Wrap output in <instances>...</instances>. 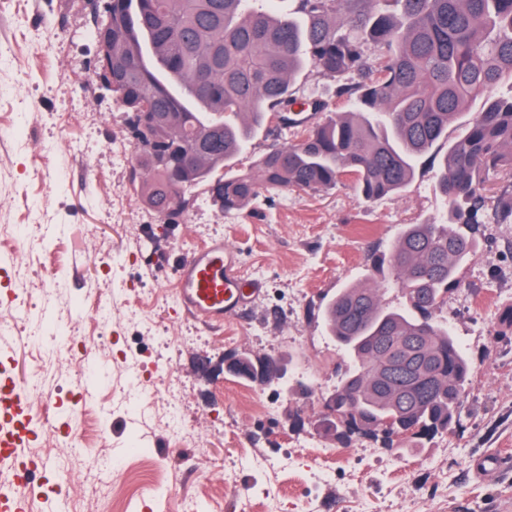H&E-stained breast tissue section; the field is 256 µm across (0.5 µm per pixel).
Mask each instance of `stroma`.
I'll use <instances>...</instances> for the list:
<instances>
[{
  "label": "stroma",
  "mask_w": 512,
  "mask_h": 512,
  "mask_svg": "<svg viewBox=\"0 0 512 512\" xmlns=\"http://www.w3.org/2000/svg\"><path fill=\"white\" fill-rule=\"evenodd\" d=\"M88 0H0V289L26 287L30 302L0 297V318L68 327L100 373L88 391L106 433L70 416L80 366L61 362L45 392L60 413L37 421L45 464L28 512H67L58 486L79 489L93 466L112 467L108 497L90 492L78 512H512V224H490L461 271V285L434 313H457L454 334L472 361L457 430L420 448L348 443L318 433L320 400L340 383L347 358L328 336L323 309L337 288L364 279L373 254L402 225L442 211L435 169L422 157L405 191L366 201L344 179L309 194L269 191L227 214L204 193L179 223H162L131 186L136 153L126 114L95 73ZM220 237L263 293L220 326L187 313L174 287L180 258ZM126 254L116 265L112 256ZM111 306L106 328L82 305ZM107 331L110 345L98 341ZM277 359L306 390L290 396L224 369L230 352ZM165 377L158 401L129 414L131 374ZM182 411L190 447L164 425ZM494 453L505 466L478 476ZM332 480L318 484L324 470Z\"/></svg>",
  "instance_id": "35a3bbf8"
}]
</instances>
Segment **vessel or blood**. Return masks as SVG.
<instances>
[{
	"instance_id": "obj_1",
	"label": "vessel or blood",
	"mask_w": 512,
	"mask_h": 512,
	"mask_svg": "<svg viewBox=\"0 0 512 512\" xmlns=\"http://www.w3.org/2000/svg\"><path fill=\"white\" fill-rule=\"evenodd\" d=\"M175 281L184 309L211 325L241 316L262 289L259 280H244L237 250L220 238L185 256L177 266ZM34 414L13 360L0 361V459L13 466L11 481L0 486V512H26L31 474L23 461L32 435L25 424Z\"/></svg>"
}]
</instances>
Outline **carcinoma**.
<instances>
[{
  "label": "carcinoma",
  "mask_w": 512,
  "mask_h": 512,
  "mask_svg": "<svg viewBox=\"0 0 512 512\" xmlns=\"http://www.w3.org/2000/svg\"><path fill=\"white\" fill-rule=\"evenodd\" d=\"M139 0L132 24L112 0V92L156 117L131 177L141 205L180 218L203 189L222 210L264 191L317 192L351 178L368 201L398 194L442 141L440 223L404 225L373 255L364 281L324 309L328 335L351 362L321 429L340 442L381 437L387 448L454 429L471 362L433 313L460 283L485 224H512V0ZM167 86L137 64L144 43ZM308 66L338 81L336 103L298 87ZM480 111L462 123L470 105ZM299 139L235 169L269 124ZM191 161L180 179L158 151ZM503 184L487 218L492 177ZM393 283L405 308L381 304Z\"/></svg>",
  "instance_id": "obj_1"
}]
</instances>
